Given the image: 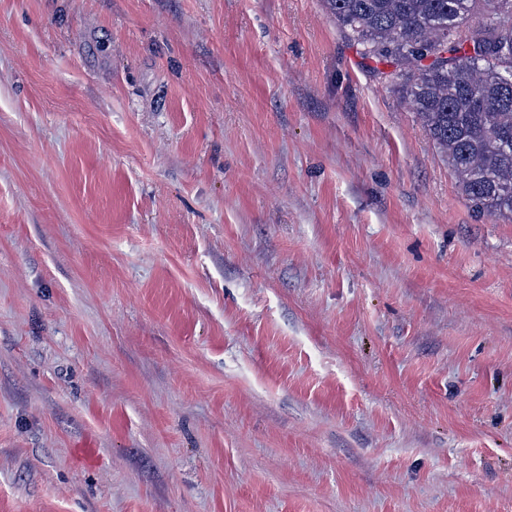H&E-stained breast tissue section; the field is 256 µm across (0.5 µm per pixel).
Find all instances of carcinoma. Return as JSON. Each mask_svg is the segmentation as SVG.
Returning a JSON list of instances; mask_svg holds the SVG:
<instances>
[{
    "label": "carcinoma",
    "mask_w": 512,
    "mask_h": 512,
    "mask_svg": "<svg viewBox=\"0 0 512 512\" xmlns=\"http://www.w3.org/2000/svg\"><path fill=\"white\" fill-rule=\"evenodd\" d=\"M362 55L393 67L467 199L512 219V0H323Z\"/></svg>",
    "instance_id": "carcinoma-1"
}]
</instances>
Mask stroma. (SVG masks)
<instances>
[{
	"label": "stroma",
	"mask_w": 512,
	"mask_h": 512,
	"mask_svg": "<svg viewBox=\"0 0 512 512\" xmlns=\"http://www.w3.org/2000/svg\"><path fill=\"white\" fill-rule=\"evenodd\" d=\"M323 0H0V512H512V220Z\"/></svg>",
	"instance_id": "obj_1"
}]
</instances>
